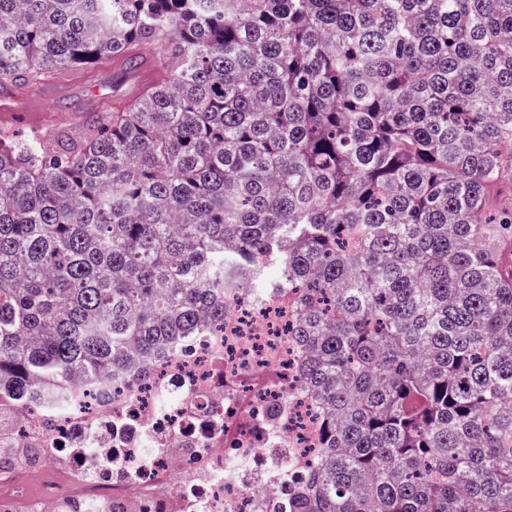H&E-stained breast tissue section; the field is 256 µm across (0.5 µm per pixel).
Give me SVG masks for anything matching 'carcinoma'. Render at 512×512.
Instances as JSON below:
<instances>
[{
    "instance_id": "carcinoma-1",
    "label": "carcinoma",
    "mask_w": 512,
    "mask_h": 512,
    "mask_svg": "<svg viewBox=\"0 0 512 512\" xmlns=\"http://www.w3.org/2000/svg\"><path fill=\"white\" fill-rule=\"evenodd\" d=\"M140 44L167 82L0 135V390L299 288L292 512H512V0H0V84Z\"/></svg>"
}]
</instances>
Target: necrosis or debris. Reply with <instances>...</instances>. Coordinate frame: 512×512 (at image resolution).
Masks as SVG:
<instances>
[{"label": "necrosis or debris", "mask_w": 512, "mask_h": 512, "mask_svg": "<svg viewBox=\"0 0 512 512\" xmlns=\"http://www.w3.org/2000/svg\"><path fill=\"white\" fill-rule=\"evenodd\" d=\"M224 326L160 351L88 401L0 392V443L13 448L0 495L27 512H288L312 465L315 413L288 334L293 295L236 289ZM44 464L52 479L24 498Z\"/></svg>", "instance_id": "1"}]
</instances>
